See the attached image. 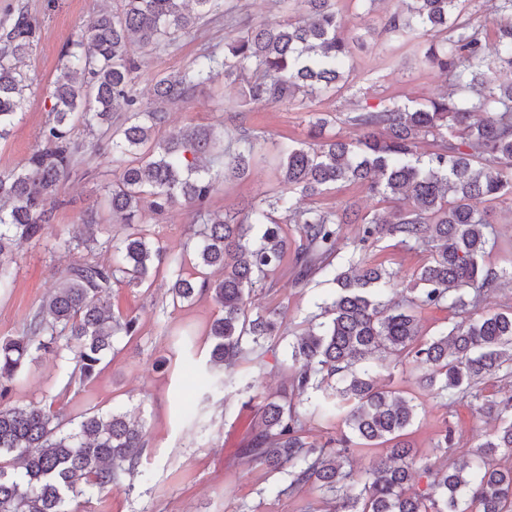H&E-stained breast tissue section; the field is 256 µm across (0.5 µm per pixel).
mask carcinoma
<instances>
[{
	"instance_id": "carcinoma-1",
	"label": "carcinoma",
	"mask_w": 512,
	"mask_h": 512,
	"mask_svg": "<svg viewBox=\"0 0 512 512\" xmlns=\"http://www.w3.org/2000/svg\"><path fill=\"white\" fill-rule=\"evenodd\" d=\"M296 16L238 35L224 55L201 54L189 69L159 75L155 106L133 93L139 64L130 54L168 45L218 10L221 0H121L102 13L61 51L53 82L50 119L42 132L47 147L18 167L0 172V290L13 285V246L41 238L49 228L46 202L70 176L84 145L72 138L81 127L89 146L112 142L119 174L106 190L122 235L104 241L107 262L79 261L66 270L54 294L30 315L18 336L0 340V512H74L126 477L140 473L147 441L142 426L124 413L83 414L62 429L49 404H10L28 358L66 349L59 367L62 392L96 376L117 335L138 333L134 316L114 312L108 295L115 283L138 288L161 266L180 269L184 257L170 254L141 224L147 209L162 215L183 204L206 222L195 232L197 264L220 272L197 280L177 274L168 291L173 305L210 297L219 314L209 325L210 364L232 365L281 335L282 312H249L250 292L270 288L283 265L296 224L295 282L318 276L335 292L310 320L308 331L288 343L289 384L269 393L258 408L257 427L239 455L288 482L278 490L321 493L325 512H512V470L497 457L512 454V397L485 395L477 385L512 363V310L485 312L481 293L512 274L485 263L490 205L512 206V0H496L499 22L494 52L487 51L466 12V0H400L384 30L416 41L423 62L448 77L442 94L411 106L390 99L376 110L356 109L348 123L358 138H325L327 121L315 123V142L284 145L280 181L304 197L339 182L366 183L384 201L402 202L387 216L359 214L353 204L336 209L302 207L280 194L237 211L212 215L207 206L219 179L242 177L257 153L260 136L228 139L213 127L180 129L155 139L165 123V105L184 102L222 75L242 80L247 103L278 104L316 99L341 90L352 41L341 36L335 0H297ZM0 139L21 114L29 77L21 63L32 49L36 24L20 14L0 27ZM431 139L423 155L419 145ZM361 224L352 254L383 234L431 253L406 289L404 301L383 300L397 272L361 258L336 271L337 226ZM82 237L60 238L72 252L99 245L90 219ZM446 309L451 326L423 336L416 312ZM403 358L421 373L423 387L441 399L470 396L499 420L493 434L472 452V463L454 462L423 471L429 491L412 490L416 454L408 439L417 406L377 383L376 370L361 363ZM321 391L323 416L342 415L346 431L336 447L308 440L294 398ZM391 443L360 475L346 468L351 449Z\"/></svg>"
}]
</instances>
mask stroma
<instances>
[{"label": "stroma", "instance_id": "obj_1", "mask_svg": "<svg viewBox=\"0 0 512 512\" xmlns=\"http://www.w3.org/2000/svg\"><path fill=\"white\" fill-rule=\"evenodd\" d=\"M119 5L120 0H0V22L12 21L22 12L37 23V38L26 67L31 86L19 121L10 135L0 140V171L17 167L34 150L44 147L41 134L49 121L50 91L63 47L80 30L90 27L99 14ZM396 7V0H336L349 36L359 42L352 60L353 79L336 94L242 107L238 104L239 84L219 77L187 102L168 105V122L156 130V137L179 129L221 125L234 133L256 131L269 141L257 153L248 175L218 185L209 201L211 213L284 192L279 158L271 145L307 141L312 121L327 119L326 136L351 137L355 130L347 118L353 109H374L393 96L421 103L445 91L444 77L421 64L412 45L399 44L384 33V23ZM285 15L277 2L223 0L220 11L200 19L190 34L170 45L154 50L133 47L141 62L134 93L144 106H152L157 74L185 70L205 52L223 53L225 43L242 30ZM116 176L106 152L80 151L74 174L60 183L55 201L48 204V233L40 241L22 243L14 250L16 279L12 288L0 292V338L21 333L30 314L54 291L70 264L87 258L106 260L104 248L66 253L57 249L56 239L80 234L90 215L110 231H119L105 202V191ZM346 202L369 215L390 209L389 203L374 196L365 184L342 183L302 200L303 206L322 209ZM491 217L496 243L485 261L501 268L512 263V210L499 204L493 207ZM142 222L152 240L186 256L183 275L193 274L192 251L186 243L197 222L195 213L178 205L160 216L144 212ZM366 258L398 271L407 284L429 261L430 253L384 236L369 244ZM293 262V257H286L274 276V288L259 289L252 295L254 308L283 311L281 338L273 340L260 357H249L227 370L216 369V376L224 380L223 388L194 384L195 375L206 367V330L218 308L206 296L190 305H173L168 293L172 276L166 271L149 287L113 286L111 304L137 316L139 331L131 338L117 337L111 363L87 385L59 398L57 358L41 356L28 363L13 390L12 405L24 407L50 399L66 421L86 412L118 411L144 425L148 445L141 467L146 479L111 486L90 503L80 505V512H317L318 491L306 489L279 497L264 494L272 480L266 467L237 454L257 421L254 409L246 405L245 384L256 382L259 390L266 392L280 389L289 373L284 360L289 341L305 331L308 319L317 314L318 303L330 290L326 284H295ZM377 381L418 406L410 436L418 464L452 462L469 455L496 426L479 413L476 403L465 400L443 406L420 385L417 371L408 363L379 370ZM448 426L455 430L454 446L444 450L438 448L437 439Z\"/></svg>", "mask_w": 512, "mask_h": 512}]
</instances>
